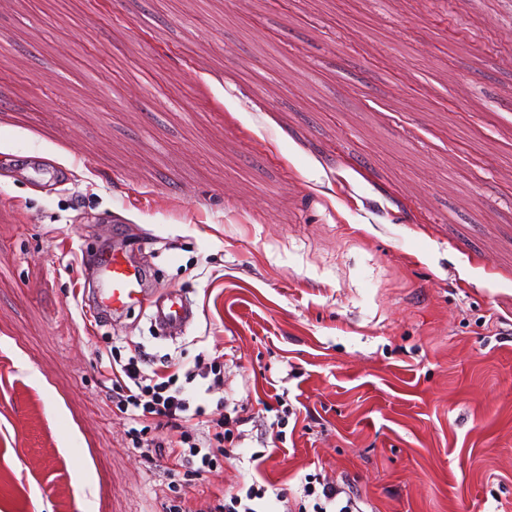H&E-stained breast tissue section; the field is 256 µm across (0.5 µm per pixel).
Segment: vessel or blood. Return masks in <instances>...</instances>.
Listing matches in <instances>:
<instances>
[{
	"mask_svg": "<svg viewBox=\"0 0 512 512\" xmlns=\"http://www.w3.org/2000/svg\"><path fill=\"white\" fill-rule=\"evenodd\" d=\"M142 281V270L126 256H110L99 267L101 308L112 312L140 308L148 312L155 327L174 336L185 332L195 322L197 310L186 297L162 293L146 298Z\"/></svg>",
	"mask_w": 512,
	"mask_h": 512,
	"instance_id": "1",
	"label": "vessel or blood"
}]
</instances>
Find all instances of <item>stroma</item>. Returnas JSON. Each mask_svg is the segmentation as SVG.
I'll list each match as a JSON object with an SVG mask.
<instances>
[{
    "instance_id": "stroma-1",
    "label": "stroma",
    "mask_w": 512,
    "mask_h": 512,
    "mask_svg": "<svg viewBox=\"0 0 512 512\" xmlns=\"http://www.w3.org/2000/svg\"><path fill=\"white\" fill-rule=\"evenodd\" d=\"M115 251L197 322L100 310ZM115 346L220 367L216 472L131 447ZM308 474L512 512V0H0V512Z\"/></svg>"
}]
</instances>
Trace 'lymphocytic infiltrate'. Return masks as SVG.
I'll return each instance as SVG.
<instances>
[{
    "label": "lymphocytic infiltrate",
    "mask_w": 512,
    "mask_h": 512,
    "mask_svg": "<svg viewBox=\"0 0 512 512\" xmlns=\"http://www.w3.org/2000/svg\"><path fill=\"white\" fill-rule=\"evenodd\" d=\"M145 363L136 354L124 364L98 367L102 382L111 385L113 408L130 423L132 447L146 462L163 463L171 478L184 469L197 475L213 470L226 454L225 441L234 437L244 418L227 413L215 421L207 419L205 408L187 397L186 386L200 379L211 392L223 387V376L199 366L162 375L147 372ZM301 490L304 502L297 512H362L354 495L327 479L306 475Z\"/></svg>",
    "instance_id": "obj_1"
}]
</instances>
